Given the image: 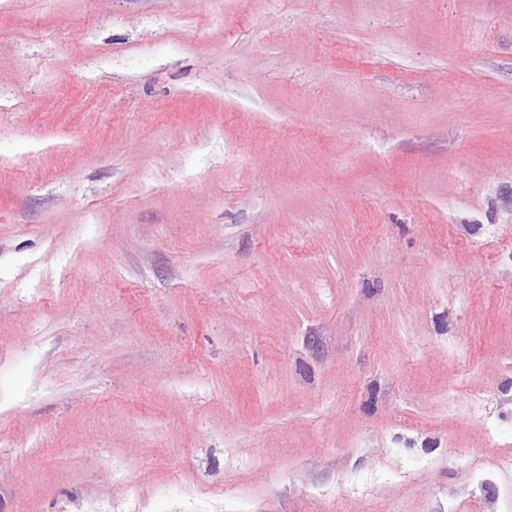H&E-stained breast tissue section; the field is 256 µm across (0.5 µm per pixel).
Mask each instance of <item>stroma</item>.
Here are the masks:
<instances>
[{"label": "stroma", "mask_w": 512, "mask_h": 512, "mask_svg": "<svg viewBox=\"0 0 512 512\" xmlns=\"http://www.w3.org/2000/svg\"><path fill=\"white\" fill-rule=\"evenodd\" d=\"M506 455L512 0H0V512H512Z\"/></svg>", "instance_id": "stroma-1"}]
</instances>
